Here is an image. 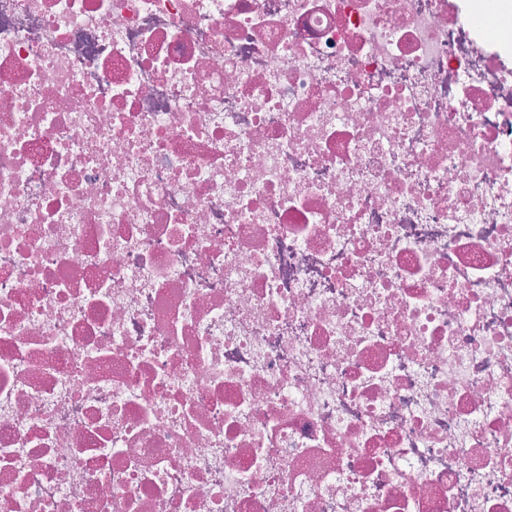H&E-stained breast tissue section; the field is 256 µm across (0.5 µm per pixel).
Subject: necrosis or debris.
<instances>
[{
	"label": "necrosis or debris",
	"instance_id": "necrosis-or-debris-1",
	"mask_svg": "<svg viewBox=\"0 0 512 512\" xmlns=\"http://www.w3.org/2000/svg\"><path fill=\"white\" fill-rule=\"evenodd\" d=\"M0 512H512V0H0Z\"/></svg>",
	"mask_w": 512,
	"mask_h": 512
}]
</instances>
